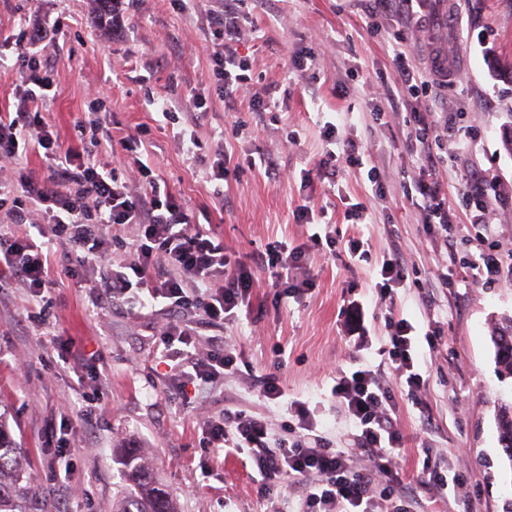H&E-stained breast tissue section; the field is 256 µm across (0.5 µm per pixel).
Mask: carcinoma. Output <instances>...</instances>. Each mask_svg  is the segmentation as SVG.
<instances>
[{"instance_id":"carcinoma-1","label":"carcinoma","mask_w":512,"mask_h":512,"mask_svg":"<svg viewBox=\"0 0 512 512\" xmlns=\"http://www.w3.org/2000/svg\"><path fill=\"white\" fill-rule=\"evenodd\" d=\"M95 19L109 21L116 17L122 0H94ZM491 340L499 372L512 377V315L491 319ZM500 441L512 462V401L500 402L497 408ZM116 459L123 467L127 482L115 495L113 512H177L176 504L158 487L148 472L140 452L131 447L116 449ZM26 449L16 445L10 432L0 425V512H32L36 491L27 476Z\"/></svg>"}]
</instances>
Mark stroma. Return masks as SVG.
Returning a JSON list of instances; mask_svg holds the SVG:
<instances>
[{
    "instance_id": "1",
    "label": "stroma",
    "mask_w": 512,
    "mask_h": 512,
    "mask_svg": "<svg viewBox=\"0 0 512 512\" xmlns=\"http://www.w3.org/2000/svg\"><path fill=\"white\" fill-rule=\"evenodd\" d=\"M225 0H122L119 22L93 20L92 0H0V111L20 97L19 31H30L51 90L43 122L60 149L82 150L75 124H95L112 141L93 161L122 166L127 136L140 134L141 159L180 194L192 221L210 226L228 255L251 262L280 242L302 249L298 278L311 289L281 297L259 271L247 307L234 323L200 330L197 354L219 338L239 353L237 372L187 404L168 393L160 331L164 313L100 299L97 270L83 283L63 276L38 304L50 322L21 327L24 289L0 292V423L31 457L39 488L34 512H112L122 485L117 445L139 448L176 499L179 512H299L307 480H262L248 453L210 447L203 421L244 412L264 418L274 436L293 437L296 420L261 395L264 376L276 375L289 398L306 402L331 447L368 472L372 461L353 444L354 428L331 389L353 363L377 368L391 387L389 415L405 437L390 464L409 512H504L512 502V462L501 444L497 403L512 398L490 341V318L512 314V285H478L462 255L493 248L512 256V156L501 142L512 126V81L496 77L492 58L512 60V0H430V21L405 26L394 13L366 26L367 0H242L243 29L234 53L251 80L226 101L212 76L218 41L209 24ZM434 79L428 96L405 98L387 123L381 82L395 51ZM205 95L206 110L194 94ZM173 101L165 120L150 97ZM272 103L260 112L256 100ZM444 131L432 152L450 156L436 180L456 229L455 247L426 224L407 193L421 176L422 149L407 137L416 120ZM362 145L360 160L337 156V176H320L329 149L326 124ZM200 148L190 154L182 134ZM232 169L226 181L209 170L218 156ZM376 170L383 197L368 180ZM487 190L491 226L470 222L467 186ZM325 213L335 248L314 244L315 224L299 223L298 206ZM368 243L358 260L348 242ZM401 254L406 278L381 290L382 262ZM406 318L432 332L419 339L424 385L409 398L390 371V319ZM75 341L59 357L54 335ZM85 414L70 447L75 468L53 473L42 446L63 406ZM442 460L461 480L459 490L422 481L425 460Z\"/></svg>"
}]
</instances>
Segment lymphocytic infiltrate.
<instances>
[{
  "mask_svg": "<svg viewBox=\"0 0 512 512\" xmlns=\"http://www.w3.org/2000/svg\"><path fill=\"white\" fill-rule=\"evenodd\" d=\"M16 51L25 103L16 111L0 113V158L13 160L40 147L47 176L42 179L20 169L14 183L0 184V208L8 207L13 220L11 227H0V287L16 284L31 296H41L52 282L51 247L62 246L67 278H76L81 268L99 269L102 276L96 289L101 298L122 303L136 297L169 313L160 340L163 357L170 363L169 382L177 393L203 394L223 383L237 370V354L216 344L205 357H197L193 349L198 331L189 317L195 314L216 325L235 321L255 286L250 267L233 262L223 241L193 223L182 198L161 187L146 164L137 166L145 180L144 193L137 194L115 172L98 170L73 151L55 150L41 121L37 96L49 87V78L29 46L17 44ZM392 69L395 90L389 101L396 113L405 97L426 94L429 82L405 53L394 55ZM35 216L48 224L50 237L23 232V225ZM127 224L137 225V240L130 262L116 270L110 264L112 233ZM266 257L274 287H312V279L294 276L300 251L281 244L268 249ZM231 265L236 272L229 277L225 270ZM390 325L388 357L412 396L423 384L415 370L416 328L404 318L391 320ZM331 393L357 430L358 448L377 472L388 474L389 457L403 445L402 434L387 414L391 390L375 371L362 366L338 377ZM288 411L305 430L303 439L273 438L264 419L241 412L209 419L203 432L211 447L252 450V461L265 479L311 477L302 512H373L372 477L355 470L345 452L330 448L314 434V414L304 402L292 401Z\"/></svg>",
  "mask_w": 512,
  "mask_h": 512,
  "instance_id": "obj_1",
  "label": "lymphocytic infiltrate"
}]
</instances>
